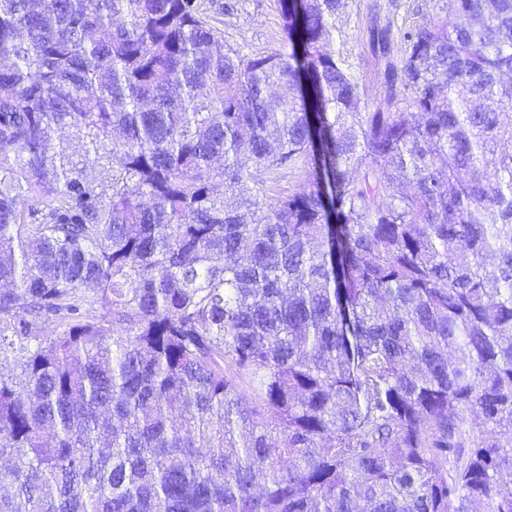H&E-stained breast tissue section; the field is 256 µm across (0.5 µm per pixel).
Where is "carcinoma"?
<instances>
[{
    "label": "carcinoma",
    "mask_w": 512,
    "mask_h": 512,
    "mask_svg": "<svg viewBox=\"0 0 512 512\" xmlns=\"http://www.w3.org/2000/svg\"><path fill=\"white\" fill-rule=\"evenodd\" d=\"M347 7L0 0V512H512V0ZM281 0H198L202 17L224 45L266 54L286 43ZM347 16L342 21L336 22L341 28L344 44V52L349 55L350 62L353 64L357 75L362 79L363 84L369 90L372 97H379L383 93V87L377 75V67L372 58L366 40L362 33L361 20L366 16L367 12L374 4L380 6L383 14L390 17L391 20L398 25L402 23L405 17V10L408 5L419 4L424 11L431 12L433 10V0H398L400 7L395 9V6L389 0H351ZM360 17V18H359ZM274 181H268L263 186L267 198L277 199L280 196H287L288 194L294 193L299 190L302 185V178L299 170L282 169L276 174ZM269 188L270 190H268Z\"/></svg>",
    "instance_id": "1"
}]
</instances>
